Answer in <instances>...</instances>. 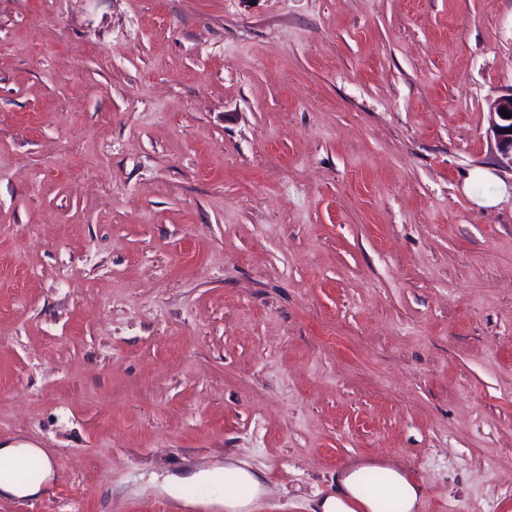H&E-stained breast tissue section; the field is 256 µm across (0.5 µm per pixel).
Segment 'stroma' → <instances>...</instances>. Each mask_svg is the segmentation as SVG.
<instances>
[{
	"label": "stroma",
	"instance_id": "35a3bbf8",
	"mask_svg": "<svg viewBox=\"0 0 512 512\" xmlns=\"http://www.w3.org/2000/svg\"><path fill=\"white\" fill-rule=\"evenodd\" d=\"M509 93L512 0H0V512H512ZM502 108L508 110L509 118L501 114ZM489 129L494 137L500 162L512 167V93L496 99L490 105ZM504 129H509L510 133H503ZM36 469L28 473L31 463ZM2 463L11 465L4 471ZM0 495L14 497H37L43 494L53 479L50 463L40 448L31 444L0 443ZM198 483L213 488L217 496L209 501L223 505L226 512H248L251 503L264 492L256 474L233 462L178 478L173 492L182 495L187 486ZM381 474H369L363 478L366 492L362 488L363 471L374 467L372 464L350 463L336 473V494L328 495L316 502V512H384L386 501L395 497L399 512L419 510L424 489L421 484L408 477L400 467L386 462ZM382 483V484H381ZM381 484V485H380ZM380 485L379 489L374 490Z\"/></svg>",
	"mask_w": 512,
	"mask_h": 512
}]
</instances>
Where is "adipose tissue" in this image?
Here are the masks:
<instances>
[{
    "label": "adipose tissue",
    "instance_id": "ef3b65f1",
    "mask_svg": "<svg viewBox=\"0 0 512 512\" xmlns=\"http://www.w3.org/2000/svg\"><path fill=\"white\" fill-rule=\"evenodd\" d=\"M385 481L379 489L362 487L364 467L357 463L343 466L336 474V492L317 501V512H384L388 499H397L399 512H418L424 489L392 463H384ZM53 479L50 463L41 449L31 444H0V494L37 497ZM204 483L216 493L215 505L225 512H248L251 503L264 491L260 478L232 462L179 478L173 489L182 494L190 485Z\"/></svg>",
    "mask_w": 512,
    "mask_h": 512
}]
</instances>
